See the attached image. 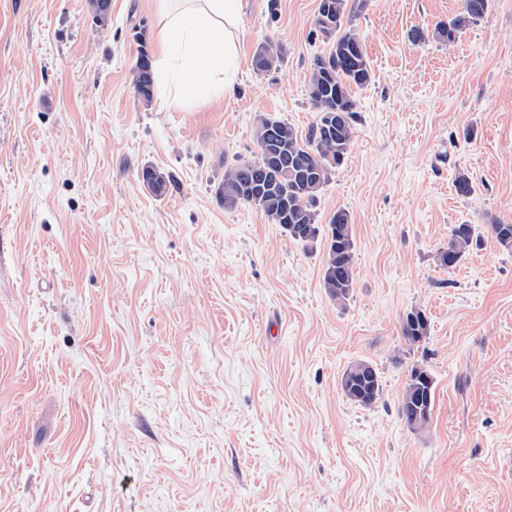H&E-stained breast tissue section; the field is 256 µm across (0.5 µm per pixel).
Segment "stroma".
Here are the masks:
<instances>
[{
	"label": "stroma",
	"mask_w": 512,
	"mask_h": 512,
	"mask_svg": "<svg viewBox=\"0 0 512 512\" xmlns=\"http://www.w3.org/2000/svg\"><path fill=\"white\" fill-rule=\"evenodd\" d=\"M460 6L354 18L373 77L316 207L351 218L339 304L324 240L216 195L258 116L314 122L318 0H245L236 94L180 106L133 82L159 54L154 0H110L105 29L87 0H0V512H512V252L488 230L512 223V0L436 40ZM265 40L285 54L260 73ZM456 224L483 242L448 270ZM357 360L383 384L369 408L340 389ZM420 366L435 400L414 432L399 398ZM145 60V63L139 67V61ZM134 85L139 100L142 103H149L153 97L154 74L150 54L147 50H141L134 69ZM142 184L157 196H162L171 183L170 176L152 166H145L139 173ZM402 332L404 337L412 342H420L427 336L428 317L421 309L410 311L403 320Z\"/></svg>",
	"instance_id": "35a3bbf8"
}]
</instances>
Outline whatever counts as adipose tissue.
Listing matches in <instances>:
<instances>
[{"label":"adipose tissue","mask_w":512,"mask_h":512,"mask_svg":"<svg viewBox=\"0 0 512 512\" xmlns=\"http://www.w3.org/2000/svg\"><path fill=\"white\" fill-rule=\"evenodd\" d=\"M162 16L156 40L162 48L155 68L158 85L172 90L171 100L234 91L237 31L244 0H157Z\"/></svg>","instance_id":"1"}]
</instances>
